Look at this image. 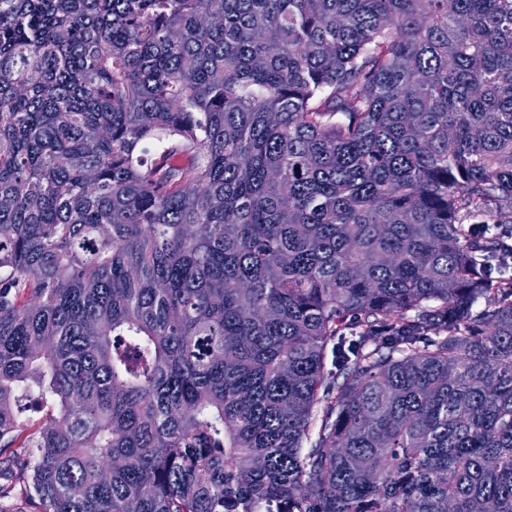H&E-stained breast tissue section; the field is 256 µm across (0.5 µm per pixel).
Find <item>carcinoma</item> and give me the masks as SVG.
<instances>
[{
	"label": "carcinoma",
	"instance_id": "carcinoma-1",
	"mask_svg": "<svg viewBox=\"0 0 512 512\" xmlns=\"http://www.w3.org/2000/svg\"><path fill=\"white\" fill-rule=\"evenodd\" d=\"M507 218L512 0H0V465L512 512Z\"/></svg>",
	"mask_w": 512,
	"mask_h": 512
}]
</instances>
